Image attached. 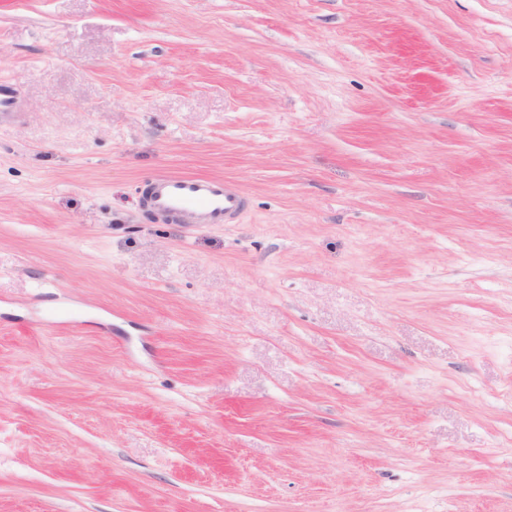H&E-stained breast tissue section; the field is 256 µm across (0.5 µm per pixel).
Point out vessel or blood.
I'll list each match as a JSON object with an SVG mask.
<instances>
[{
	"label": "vessel or blood",
	"mask_w": 512,
	"mask_h": 512,
	"mask_svg": "<svg viewBox=\"0 0 512 512\" xmlns=\"http://www.w3.org/2000/svg\"><path fill=\"white\" fill-rule=\"evenodd\" d=\"M21 109L13 88L0 86V126L16 121ZM144 207L195 226L232 224L246 208L244 193L220 176L157 174L144 182Z\"/></svg>",
	"instance_id": "b4317fda"
}]
</instances>
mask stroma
Masks as SVG:
<instances>
[{"label":"stroma","mask_w":512,"mask_h":512,"mask_svg":"<svg viewBox=\"0 0 512 512\" xmlns=\"http://www.w3.org/2000/svg\"><path fill=\"white\" fill-rule=\"evenodd\" d=\"M0 85V512H512V0H0ZM21 109L20 101L10 86H0V127L16 121ZM143 206L195 226L233 224L246 208L244 193L220 176L157 174L144 181Z\"/></svg>","instance_id":"1"}]
</instances>
